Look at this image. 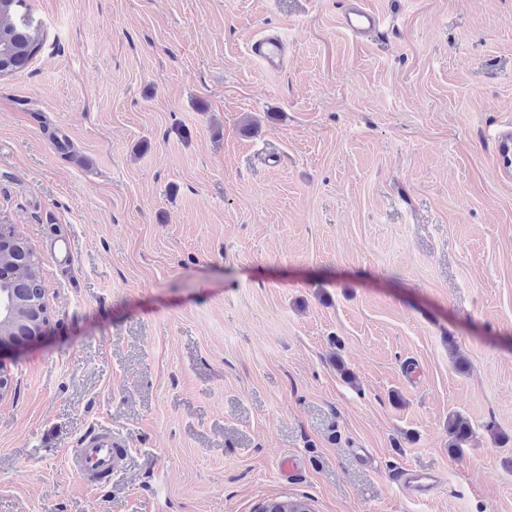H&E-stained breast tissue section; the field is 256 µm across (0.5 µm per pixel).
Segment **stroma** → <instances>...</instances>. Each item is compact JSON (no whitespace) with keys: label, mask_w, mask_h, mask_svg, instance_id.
I'll use <instances>...</instances> for the list:
<instances>
[{"label":"stroma","mask_w":512,"mask_h":512,"mask_svg":"<svg viewBox=\"0 0 512 512\" xmlns=\"http://www.w3.org/2000/svg\"><path fill=\"white\" fill-rule=\"evenodd\" d=\"M367 3L355 40L336 0H31L0 222L50 327L0 400V512H512V0ZM99 425L131 455L90 491L63 456ZM344 1L339 22L350 34L360 37L380 31L386 24L385 16L367 6L364 0ZM252 57L269 73L283 70L288 53V40L280 34L257 37L249 46ZM472 428L469 423L458 414L448 417V448L453 454H457L470 440ZM398 487L412 499L426 496L436 485V476L413 469H402L395 478Z\"/></svg>","instance_id":"stroma-1"}]
</instances>
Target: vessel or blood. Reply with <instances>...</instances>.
<instances>
[{
	"label": "vessel or blood",
	"mask_w": 512,
	"mask_h": 512,
	"mask_svg": "<svg viewBox=\"0 0 512 512\" xmlns=\"http://www.w3.org/2000/svg\"><path fill=\"white\" fill-rule=\"evenodd\" d=\"M339 22L343 29L360 37L380 31L386 18L368 7L365 0H344ZM249 52L266 71L275 74L284 68L288 41L278 34L262 35L252 41ZM128 454L126 443L113 436L111 428L99 426L80 437L77 448L66 455L65 465L80 484L94 490L122 472ZM395 482L409 497L418 499L434 489L436 478L405 469L397 474Z\"/></svg>",
	"instance_id": "1"
}]
</instances>
